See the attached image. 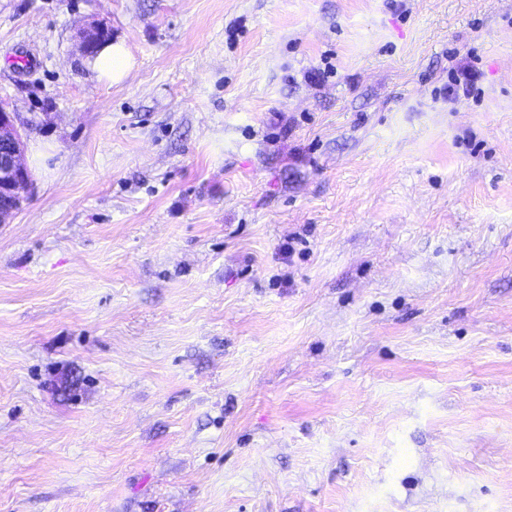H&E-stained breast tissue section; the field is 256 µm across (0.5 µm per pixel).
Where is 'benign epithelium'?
I'll return each mask as SVG.
<instances>
[{"label":"benign epithelium","instance_id":"obj_1","mask_svg":"<svg viewBox=\"0 0 512 512\" xmlns=\"http://www.w3.org/2000/svg\"><path fill=\"white\" fill-rule=\"evenodd\" d=\"M32 186L30 172L23 160L17 115L0 104V223L19 210Z\"/></svg>","mask_w":512,"mask_h":512}]
</instances>
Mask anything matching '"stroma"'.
I'll return each instance as SVG.
<instances>
[{"mask_svg":"<svg viewBox=\"0 0 512 512\" xmlns=\"http://www.w3.org/2000/svg\"><path fill=\"white\" fill-rule=\"evenodd\" d=\"M0 102V512H512V0H0ZM100 38L105 42L108 35H101ZM89 63L100 80L112 83L123 80L132 67L131 56L122 41L105 42L89 59ZM17 115L0 104V223L19 210L31 190L30 172L23 160Z\"/></svg>","mask_w":512,"mask_h":512,"instance_id":"stroma-1","label":"stroma"}]
</instances>
